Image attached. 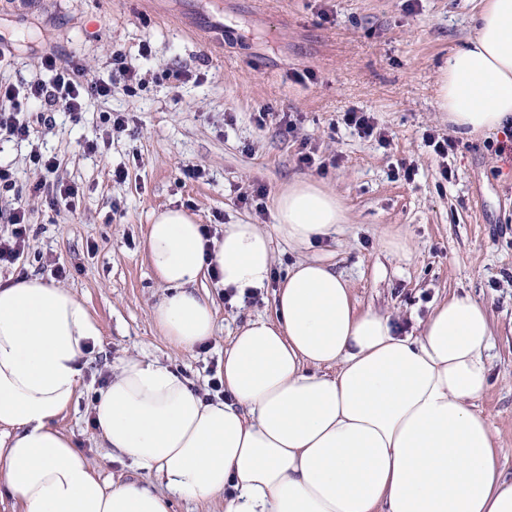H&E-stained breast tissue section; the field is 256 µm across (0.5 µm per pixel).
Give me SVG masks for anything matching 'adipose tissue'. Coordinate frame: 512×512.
Returning <instances> with one entry per match:
<instances>
[{
    "instance_id": "adipose-tissue-1",
    "label": "adipose tissue",
    "mask_w": 512,
    "mask_h": 512,
    "mask_svg": "<svg viewBox=\"0 0 512 512\" xmlns=\"http://www.w3.org/2000/svg\"><path fill=\"white\" fill-rule=\"evenodd\" d=\"M437 108L461 136L512 126V0H479L471 37L441 68ZM345 215L335 193L300 179L275 222L225 225L207 239L181 209L156 213L145 249L165 290L153 319L190 353L215 332L198 289L266 288L273 238L313 248ZM95 319L67 288L33 275L0 284V504L20 512H172V497L223 498L224 512H512L496 432L474 402L490 385L486 308L451 296L399 336L390 315L357 311L347 280L296 261L274 315L239 326L224 351V395L175 369L119 359L93 398L110 459L155 485L108 480L56 421L77 401Z\"/></svg>"
}]
</instances>
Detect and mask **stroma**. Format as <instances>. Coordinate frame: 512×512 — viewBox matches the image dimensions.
<instances>
[{
    "instance_id": "35a3bbf8",
    "label": "stroma",
    "mask_w": 512,
    "mask_h": 512,
    "mask_svg": "<svg viewBox=\"0 0 512 512\" xmlns=\"http://www.w3.org/2000/svg\"><path fill=\"white\" fill-rule=\"evenodd\" d=\"M477 0H0V80L23 88L45 78L48 52L79 58L112 94L88 100L79 115L43 121L30 102V142L0 139V163L17 171L0 194V214L21 207L29 246L0 281L34 274L71 289L98 321L99 344L83 361L79 396L57 421L103 477L148 483L99 446L89 405L119 359L137 354L174 367L207 389L238 326L274 315V292L302 250L274 240L269 287L258 299L225 300L207 287L215 334L195 353L172 348L152 319L163 290L145 239L152 213L179 208L202 224L275 222L289 184L315 180L336 193L346 222L313 248L348 280L358 310L390 314L417 332L436 304L470 296L488 308L494 346L490 386L475 400L497 433L499 465L512 479V127L455 136L437 109L439 69L472 33ZM122 50L139 80L134 92L112 72ZM371 112L387 144L360 137L344 112ZM125 112L130 129L106 137L102 117ZM456 138L436 155L426 131ZM97 139L95 152L86 140ZM57 157L53 173L28 161L31 144ZM328 172L300 163V150ZM416 167L413 181L399 172ZM204 177L185 176L186 167ZM128 172L116 181L117 168ZM449 169L443 179L441 169ZM77 184L70 207L31 192L39 181ZM263 189L264 214L239 203ZM390 240L408 249H386ZM65 278H57L56 267Z\"/></svg>"
}]
</instances>
